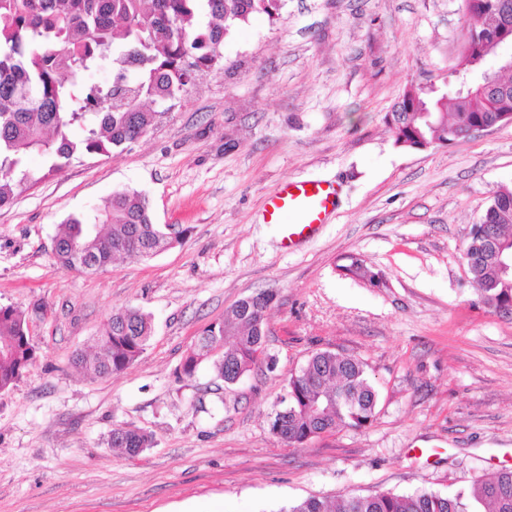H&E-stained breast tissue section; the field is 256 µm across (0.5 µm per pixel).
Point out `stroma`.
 I'll return each mask as SVG.
<instances>
[{
    "mask_svg": "<svg viewBox=\"0 0 512 512\" xmlns=\"http://www.w3.org/2000/svg\"><path fill=\"white\" fill-rule=\"evenodd\" d=\"M462 0H286L224 42V65L164 105L137 142L87 154L0 209V306L28 317L36 358L0 391V512H281L310 497L442 494L512 469V321L472 305L462 252L493 191L512 188V122L444 146L397 147L385 116L444 87ZM327 180L338 206L285 250L264 205L287 180ZM187 228L151 258L62 267L58 224L113 191ZM359 259L381 287L339 268ZM273 296V368L227 386L179 366L238 300ZM154 334L124 372L73 362L112 312ZM361 359L373 421L300 447L272 433L289 377L319 350ZM143 430L135 458L107 443ZM152 436L139 429L118 426L112 429L109 445L113 448H123L130 457H137L146 448H151Z\"/></svg>",
    "mask_w": 512,
    "mask_h": 512,
    "instance_id": "1",
    "label": "stroma"
}]
</instances>
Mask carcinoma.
<instances>
[{"label":"carcinoma","mask_w":512,"mask_h":512,"mask_svg":"<svg viewBox=\"0 0 512 512\" xmlns=\"http://www.w3.org/2000/svg\"><path fill=\"white\" fill-rule=\"evenodd\" d=\"M284 0H0V208L39 183L28 168L32 155L44 157L48 173H60L86 154L108 153L142 138L162 106L224 64V41L258 15L273 20ZM500 0H464V43L458 64L448 73V92L437 96L417 88L418 103L436 112L425 126L410 99L398 101L387 120L395 145L411 148L418 135L439 145L464 139L483 124L512 113V87L505 97L472 99L453 90L457 74L484 71L476 64L483 37L496 28ZM108 68L106 82L92 79ZM81 130L78 138L72 129ZM512 188L493 191L473 225L462 259L471 265L475 302L512 320V278L500 274L486 256L491 242L512 250ZM153 222L147 197L119 190L101 206L72 215L58 225L55 255L68 269L88 272L90 258L102 270L116 256L150 258L180 241L186 231L168 232ZM273 296L259 293L237 301L224 320L206 327L181 364L193 376L204 362L218 378L234 384L260 364L257 352ZM153 334L151 317L139 308L112 313L92 355L78 352L74 363L91 379L121 373L133 365ZM26 314L0 306V391L13 387L33 362ZM377 392L362 361L330 350L312 353L288 379L282 407L271 430L288 447L339 428L369 424ZM139 429H112L109 445L136 457L152 447ZM289 512H512V470L462 490L441 494L380 492L345 494L334 501L307 498Z\"/></svg>","instance_id":"1"}]
</instances>
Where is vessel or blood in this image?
<instances>
[{"instance_id": "b4317fda", "label": "vessel or blood", "mask_w": 512, "mask_h": 512, "mask_svg": "<svg viewBox=\"0 0 512 512\" xmlns=\"http://www.w3.org/2000/svg\"><path fill=\"white\" fill-rule=\"evenodd\" d=\"M337 199L333 183L289 180L268 198L264 220L280 225L282 245L291 251L318 232L335 211Z\"/></svg>"}]
</instances>
